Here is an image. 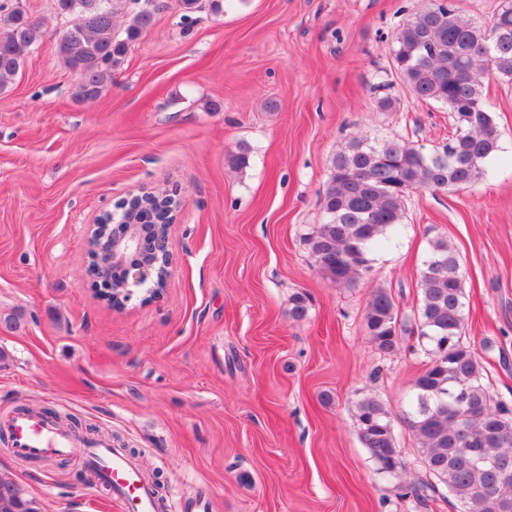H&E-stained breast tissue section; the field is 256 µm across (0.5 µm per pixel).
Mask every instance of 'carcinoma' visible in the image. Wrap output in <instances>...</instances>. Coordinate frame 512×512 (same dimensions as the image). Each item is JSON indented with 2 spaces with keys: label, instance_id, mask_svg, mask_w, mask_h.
<instances>
[{
  "label": "carcinoma",
  "instance_id": "obj_1",
  "mask_svg": "<svg viewBox=\"0 0 512 512\" xmlns=\"http://www.w3.org/2000/svg\"><path fill=\"white\" fill-rule=\"evenodd\" d=\"M55 2L57 15L74 23L58 35L55 54L76 77L74 100L94 101L112 83V70L121 66L129 45L153 25L160 5L132 0L138 8L121 23L114 0ZM43 36L42 24L20 0L8 8L0 4V93ZM391 59L414 97L448 108L455 132L433 149L406 139L373 145L355 138L336 154L321 195L323 222L304 237L318 271L336 285L349 286L371 271V255L402 224L410 192L470 186L496 155L499 134L483 89L490 76L512 82V0H504L485 27L463 16L455 0H429L399 25ZM420 290L415 322L428 361L414 380L406 422L421 447L422 466L468 512H512V408L492 404L483 366L463 340L460 261L443 238L431 241ZM363 320L379 352L399 350L405 329L390 292L372 293ZM356 409L360 442L379 469L406 470L383 402L368 396ZM0 512H40L2 471Z\"/></svg>",
  "mask_w": 512,
  "mask_h": 512
}]
</instances>
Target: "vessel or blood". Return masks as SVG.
Returning <instances> with one entry per match:
<instances>
[{
  "mask_svg": "<svg viewBox=\"0 0 512 512\" xmlns=\"http://www.w3.org/2000/svg\"><path fill=\"white\" fill-rule=\"evenodd\" d=\"M14 451L23 457L64 454L80 447V438L62 433L53 422L36 415L16 414L0 422ZM88 459L100 465V474L111 487L121 512H154L155 499L138 468L120 451L98 445Z\"/></svg>",
  "mask_w": 512,
  "mask_h": 512,
  "instance_id": "obj_1",
  "label": "vessel or blood"
}]
</instances>
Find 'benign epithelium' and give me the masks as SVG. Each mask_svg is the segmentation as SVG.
Instances as JSON below:
<instances>
[{
	"label": "benign epithelium",
	"instance_id": "benign-epithelium-1",
	"mask_svg": "<svg viewBox=\"0 0 512 512\" xmlns=\"http://www.w3.org/2000/svg\"><path fill=\"white\" fill-rule=\"evenodd\" d=\"M150 195L175 197L174 217L182 209V198L175 191L141 190L128 194L115 208L101 211L88 225L84 242L88 273L97 293L104 299L113 295L120 298L121 309L131 300L135 288H146L149 300L162 293L155 279L157 267L150 255L156 253L158 258L167 260L165 278L172 273V222L158 219L145 224L129 215L131 204Z\"/></svg>",
	"mask_w": 512,
	"mask_h": 512
}]
</instances>
